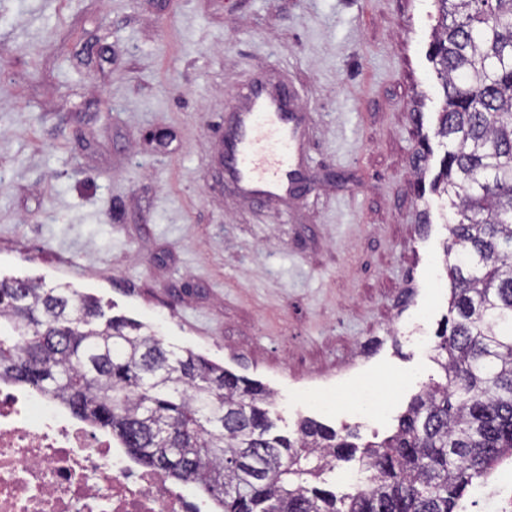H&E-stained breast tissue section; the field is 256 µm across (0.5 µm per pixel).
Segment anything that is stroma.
Wrapping results in <instances>:
<instances>
[{
    "instance_id": "stroma-1",
    "label": "stroma",
    "mask_w": 512,
    "mask_h": 512,
    "mask_svg": "<svg viewBox=\"0 0 512 512\" xmlns=\"http://www.w3.org/2000/svg\"><path fill=\"white\" fill-rule=\"evenodd\" d=\"M433 0H0V277L70 284L378 442L441 373L448 312ZM266 72L307 113L280 199L224 179V122ZM368 387L376 408L358 413ZM329 392L334 407L292 404Z\"/></svg>"
}]
</instances>
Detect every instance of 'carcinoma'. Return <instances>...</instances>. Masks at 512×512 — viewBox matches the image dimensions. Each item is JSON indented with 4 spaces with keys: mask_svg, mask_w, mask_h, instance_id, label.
Segmentation results:
<instances>
[{
    "mask_svg": "<svg viewBox=\"0 0 512 512\" xmlns=\"http://www.w3.org/2000/svg\"><path fill=\"white\" fill-rule=\"evenodd\" d=\"M429 44L445 147L430 185L448 197V316L430 381L395 432L363 447L314 420L273 431L257 381L104 318L91 296L0 279V380L59 398L142 465L195 477L220 512H458L512 460V0H435ZM359 457L365 481L321 484Z\"/></svg>",
    "mask_w": 512,
    "mask_h": 512,
    "instance_id": "1",
    "label": "carcinoma"
}]
</instances>
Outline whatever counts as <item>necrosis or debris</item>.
Instances as JSON below:
<instances>
[{
	"label": "necrosis or debris",
	"instance_id": "obj_1",
	"mask_svg": "<svg viewBox=\"0 0 512 512\" xmlns=\"http://www.w3.org/2000/svg\"><path fill=\"white\" fill-rule=\"evenodd\" d=\"M57 399L0 382V512H213Z\"/></svg>",
	"mask_w": 512,
	"mask_h": 512
}]
</instances>
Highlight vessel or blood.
Masks as SVG:
<instances>
[{
  "label": "vessel or blood",
  "mask_w": 512,
  "mask_h": 512,
  "mask_svg": "<svg viewBox=\"0 0 512 512\" xmlns=\"http://www.w3.org/2000/svg\"><path fill=\"white\" fill-rule=\"evenodd\" d=\"M301 115L286 89L258 81L247 87L224 125V179L258 199L292 193Z\"/></svg>",
  "instance_id": "1"
}]
</instances>
